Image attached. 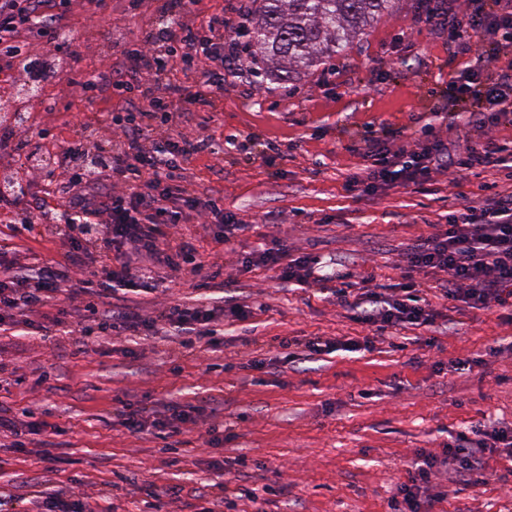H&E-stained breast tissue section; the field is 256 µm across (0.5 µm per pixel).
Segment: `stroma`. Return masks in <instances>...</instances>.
I'll return each mask as SVG.
<instances>
[{"mask_svg": "<svg viewBox=\"0 0 512 512\" xmlns=\"http://www.w3.org/2000/svg\"><path fill=\"white\" fill-rule=\"evenodd\" d=\"M165 5L145 0L133 11L112 0L108 16L72 6L74 52L63 67L76 75L109 69L119 61L112 43L137 42ZM464 8L463 0H396L342 55L286 85L234 75L228 58L224 89L207 88L199 70L175 64L170 83L205 90L206 101L174 105L168 132L212 139L211 152L179 161L182 184L244 227L229 251L211 214L167 225L169 238L191 241L208 268L196 277L158 270V291L126 298L143 314L177 303L214 309L220 343L192 351L176 336L112 331L93 333L80 350L62 334L0 326V408L28 407L54 426L46 445L58 457L42 462L27 434L20 450L0 439V484L18 497L19 512H45L38 496L61 490L92 512H201V494L219 484L226 492L216 512H392L418 452L442 454L475 425L512 424V323L503 322L504 308L446 298L431 279L422 295L452 333L409 324L380 332L318 285L242 263L274 248L351 265L354 282L393 288L409 247L447 223L449 211L480 205L493 191L512 194V176L493 165L372 197L354 183L376 144L409 149L441 138L466 146L446 126L458 108L448 98L449 58L491 51L493 38L450 41L448 28ZM430 13L436 20L428 25ZM100 117V105L74 98L65 84L49 86L34 123L46 136L33 143L58 147ZM5 243L36 266L64 261L69 249L59 228L41 223H0ZM235 305L244 316L232 314ZM364 336L374 337L372 350L293 357L287 347L294 339ZM255 356L263 369L247 368ZM458 359L474 365L453 370ZM210 401L224 406L217 447L202 424L139 432L121 416L128 404ZM485 468L489 479L476 485L435 479L425 512H512V457L489 455ZM148 484L163 489L161 510L150 507Z\"/></svg>", "mask_w": 512, "mask_h": 512, "instance_id": "1", "label": "stroma"}]
</instances>
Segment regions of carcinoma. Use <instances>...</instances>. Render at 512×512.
<instances>
[{
  "mask_svg": "<svg viewBox=\"0 0 512 512\" xmlns=\"http://www.w3.org/2000/svg\"><path fill=\"white\" fill-rule=\"evenodd\" d=\"M243 51L279 69L288 82L299 67L314 68L344 52L361 31L389 12L393 0H252Z\"/></svg>",
  "mask_w": 512,
  "mask_h": 512,
  "instance_id": "1",
  "label": "carcinoma"
}]
</instances>
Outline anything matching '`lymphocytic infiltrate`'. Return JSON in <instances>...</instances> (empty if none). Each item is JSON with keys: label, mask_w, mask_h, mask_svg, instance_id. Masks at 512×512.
<instances>
[{"label": "lymphocytic infiltrate", "mask_w": 512, "mask_h": 512, "mask_svg": "<svg viewBox=\"0 0 512 512\" xmlns=\"http://www.w3.org/2000/svg\"><path fill=\"white\" fill-rule=\"evenodd\" d=\"M202 0H168L157 28L146 30L140 42L124 46L126 60L147 62L149 80L139 75L125 77L109 69L76 78L58 65V43L68 27L66 9L71 0H0V71L14 82L47 87L67 83L72 93L87 101L111 102L113 97L128 101L126 117H113L123 126L125 138L108 154H94L89 135L80 133L60 145L55 166L67 176L69 199L64 216L82 224L88 235L100 243L98 254H91L80 240L70 242L66 263L41 267L14 260L0 267V323L11 321L32 325L36 316L51 302H69L95 294L101 304L96 327L68 322L67 309L49 318L50 326H69L71 334L88 336L93 330L138 334L145 329L168 328L174 334H192L205 339L214 336L209 326L210 309L170 306L153 316H143L115 300L118 290L150 293L157 283L152 270L158 266L188 268L199 274L205 266L190 242L167 239L163 225L179 223L189 212L206 210L223 220L224 210L214 200L204 199L177 185V157L207 150L208 138L183 136L168 144L166 151L148 147L141 118L167 109L156 90L166 80L175 63L200 67L207 86L224 85V46L212 41V32L223 29L224 15L211 14L208 36H199L188 19L198 11ZM486 31L512 45V5L506 0H469L449 30L450 38ZM46 41L42 55L47 66L34 73L19 69L23 50L21 39ZM467 77L454 87V98H467L478 113L493 112L496 118L512 125V76L502 75L489 85L480 79L478 64L462 63ZM496 164L512 168V154L505 156L495 140L467 145L455 155L448 154L443 141L418 146L409 151L389 146L379 150L372 165L359 180L365 194L373 195L390 184L420 185L434 174L450 170L458 174ZM97 265L87 280H73L70 268L87 262ZM412 277L391 292L378 288L362 292L355 303L357 318L363 323L386 329L404 323L434 325L437 314L416 290L417 274L446 276L444 294L472 307L489 309L512 302V195L495 199L466 211L449 214L448 222L436 233L419 239L406 256ZM203 407L165 405L153 412L136 407L124 415L127 427L140 431L149 427L166 428L197 423ZM472 447H448L444 456L418 454L413 462L410 482L402 489L406 512H421L420 494L436 474L448 473L483 479L482 453L512 450V428L472 427Z\"/></svg>", "instance_id": "f902f5d3"}]
</instances>
